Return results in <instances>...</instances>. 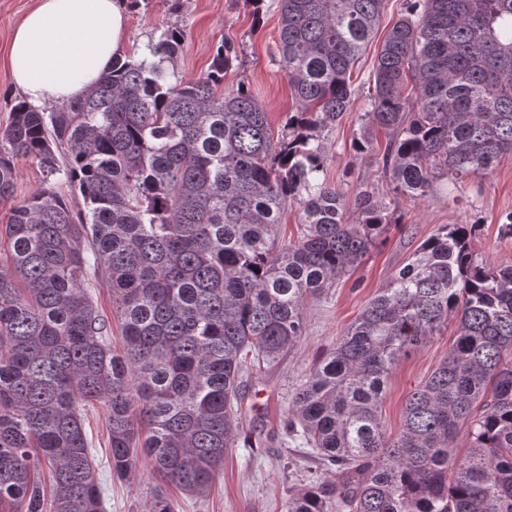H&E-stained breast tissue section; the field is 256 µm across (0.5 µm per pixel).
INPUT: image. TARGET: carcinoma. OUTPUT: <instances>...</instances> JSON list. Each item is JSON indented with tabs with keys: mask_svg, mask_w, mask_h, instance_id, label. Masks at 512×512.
<instances>
[{
	"mask_svg": "<svg viewBox=\"0 0 512 512\" xmlns=\"http://www.w3.org/2000/svg\"><path fill=\"white\" fill-rule=\"evenodd\" d=\"M385 0H278V65L297 111L274 137L238 60L171 81L182 34L117 56L86 93L46 114L16 101L0 130V512H104L82 409L107 412L112 476L139 454L185 494L210 491L244 429L245 383L306 335L305 307L361 264L391 204L367 190L347 210L321 179L324 132L350 107L353 69ZM353 149L393 193L490 173L512 152V0H402L377 56ZM43 186L15 200L16 166ZM79 192L75 211L52 179ZM297 205L301 232H278ZM452 224L364 306L288 406V436L335 466L285 512H512V266ZM101 275L121 347L87 292ZM448 355L407 399L399 432L380 404L401 358L448 324ZM467 451L458 454L460 434ZM50 477L45 503L42 477ZM146 512H174L156 492Z\"/></svg>",
	"mask_w": 512,
	"mask_h": 512,
	"instance_id": "cac0c4a2",
	"label": "carcinoma"
}]
</instances>
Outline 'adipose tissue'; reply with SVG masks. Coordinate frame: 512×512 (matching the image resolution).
<instances>
[{
  "label": "adipose tissue",
  "instance_id": "1",
  "mask_svg": "<svg viewBox=\"0 0 512 512\" xmlns=\"http://www.w3.org/2000/svg\"><path fill=\"white\" fill-rule=\"evenodd\" d=\"M127 38L126 0H37L9 45L13 86L36 106L74 100Z\"/></svg>",
  "mask_w": 512,
  "mask_h": 512
}]
</instances>
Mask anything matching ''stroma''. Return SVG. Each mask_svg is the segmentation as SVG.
<instances>
[{
  "label": "stroma",
  "instance_id": "obj_1",
  "mask_svg": "<svg viewBox=\"0 0 512 512\" xmlns=\"http://www.w3.org/2000/svg\"><path fill=\"white\" fill-rule=\"evenodd\" d=\"M401 0H386L376 35L354 69L355 99L340 121L325 134L327 183L354 201L358 191L376 195L390 187L377 159L357 157L352 143L358 137L365 108L362 85L372 72L387 32L398 18ZM35 0H0V127L5 126L18 93L12 88L7 64L11 35ZM169 27L181 30L183 48L169 64L176 77L189 80L208 71L216 48L235 44L239 61L226 73L225 86L246 84L269 114L274 134H281L297 103L277 58L279 10L277 0H130L127 8L128 40L124 54L141 53ZM512 214V154L503 155L492 173L456 184L438 181L433 193L415 199L399 198L396 224L390 225L381 244L372 249L357 269L335 288L305 308L307 332L298 346L265 372L263 391L247 388L246 423L262 440L261 447L236 443L224 456L209 493L189 497L167 487L174 512H284L293 491L326 479L327 471L315 450L303 440L288 437L284 423L288 402L305 382L319 356L360 314L379 288L384 287L413 256L417 247L448 224H473V249L494 266L512 265V237L499 226ZM454 326H446L423 347L403 358L392 370L381 405L388 432H398L409 395L447 355ZM85 430L90 456L105 488V512H142L150 492L158 485L146 457H139L133 479L110 476L107 415L102 405L85 409Z\"/></svg>",
  "mask_w": 512,
  "mask_h": 512
}]
</instances>
